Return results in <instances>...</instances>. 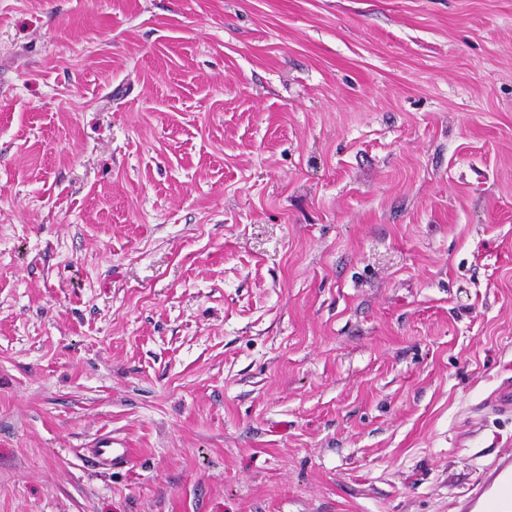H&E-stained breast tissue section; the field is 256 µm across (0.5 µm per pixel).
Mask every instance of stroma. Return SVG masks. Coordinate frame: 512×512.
I'll list each match as a JSON object with an SVG mask.
<instances>
[{"label":"stroma","instance_id":"stroma-1","mask_svg":"<svg viewBox=\"0 0 512 512\" xmlns=\"http://www.w3.org/2000/svg\"><path fill=\"white\" fill-rule=\"evenodd\" d=\"M509 382L512 0H0V512H454ZM130 453L126 448H112V443L102 444L98 448H90L86 461L99 469L115 470L126 467Z\"/></svg>","mask_w":512,"mask_h":512}]
</instances>
